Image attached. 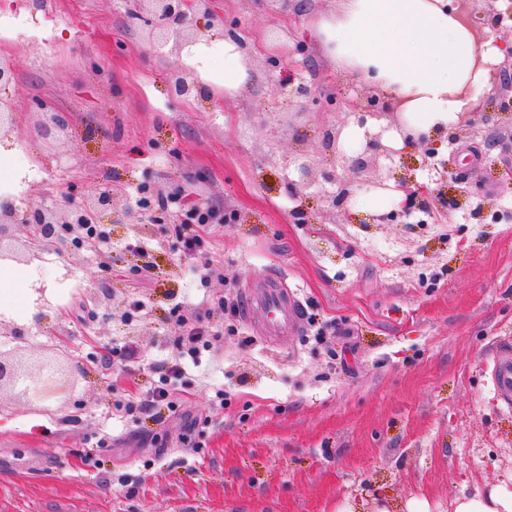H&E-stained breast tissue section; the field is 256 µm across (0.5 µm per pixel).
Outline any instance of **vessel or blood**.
Segmentation results:
<instances>
[{"label":"vessel or blood","instance_id":"vessel-or-blood-1","mask_svg":"<svg viewBox=\"0 0 512 512\" xmlns=\"http://www.w3.org/2000/svg\"><path fill=\"white\" fill-rule=\"evenodd\" d=\"M244 318L263 341L275 342L299 333L303 309L286 288L284 278L273 276L263 288L247 292ZM493 378L503 400L511 402L512 352L502 351L495 358Z\"/></svg>","mask_w":512,"mask_h":512}]
</instances>
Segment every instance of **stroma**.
Masks as SVG:
<instances>
[{"label": "stroma", "mask_w": 512, "mask_h": 512, "mask_svg": "<svg viewBox=\"0 0 512 512\" xmlns=\"http://www.w3.org/2000/svg\"><path fill=\"white\" fill-rule=\"evenodd\" d=\"M336 8L215 0L254 80L232 98L179 97L168 78L180 53L149 50L137 0H0L17 32L0 39L14 72L0 100L17 113L18 162L41 173L17 209L112 197L101 238L80 252L27 251L19 224L1 241L55 291L25 341L0 321V354L54 364L64 391L0 390V512H358L368 499L375 512H453L461 493L512 486V407L492 376L497 349L512 346V193L500 181L512 121L397 148V172L448 198L439 214L418 206L374 223L393 210L395 184L375 170L334 206L335 185L297 164L341 170L338 151L363 143L349 105L375 92L339 76L314 36ZM286 64L312 90L302 104L280 92ZM49 112L71 117L51 138ZM471 148L480 158L463 194L445 170ZM176 191L214 212L207 253L223 279H202L167 234L179 218L154 201ZM273 274L304 320L268 345L216 302L239 303ZM187 312L224 346L183 358L184 403L145 417L128 403L149 368L172 362ZM131 348L136 367L113 362Z\"/></svg>", "instance_id": "stroma-1"}]
</instances>
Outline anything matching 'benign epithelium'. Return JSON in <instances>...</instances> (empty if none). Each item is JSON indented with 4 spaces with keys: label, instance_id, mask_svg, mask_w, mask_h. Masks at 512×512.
<instances>
[{
    "label": "benign epithelium",
    "instance_id": "7a95c632",
    "mask_svg": "<svg viewBox=\"0 0 512 512\" xmlns=\"http://www.w3.org/2000/svg\"><path fill=\"white\" fill-rule=\"evenodd\" d=\"M143 10L153 17L148 32V43L154 47L162 48L169 43L178 47L185 40L189 27V18L195 14L205 17L213 16V0H141ZM493 86L498 92L497 99L501 102V113H512V60L507 58L501 64L491 67ZM293 74L283 77L280 83L281 93L290 99L307 97L308 89L305 85H294ZM380 99L371 97L366 105L353 111L357 123L365 129L366 146L354 157L342 156L349 163V170L361 173L368 168L378 167L382 157H388L394 150L381 144L384 129L371 131L367 129L368 120L378 119L382 112L378 109ZM395 189L401 193V201L398 209L376 218L378 222L395 217L405 216L411 206L417 201L432 202L434 193L428 187L413 179L399 178L396 180ZM111 197L100 195L94 200H83L70 206L58 216L49 210L42 208L29 209L20 212L16 209H8L0 212V235L4 227L9 224H21L28 229V247L35 251L42 244L50 240H59V230L65 224L76 223V214L95 218L101 209L110 205ZM8 382L12 389L18 391L21 396L33 394L41 397L54 395L63 390L62 383L57 377V370L49 363H39L27 368L16 369L0 361V387L3 382Z\"/></svg>",
    "mask_w": 512,
    "mask_h": 512
}]
</instances>
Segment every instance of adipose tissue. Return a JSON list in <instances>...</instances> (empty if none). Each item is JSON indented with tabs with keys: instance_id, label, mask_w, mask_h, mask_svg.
I'll return each instance as SVG.
<instances>
[{
	"instance_id": "adipose-tissue-1",
	"label": "adipose tissue",
	"mask_w": 512,
	"mask_h": 512,
	"mask_svg": "<svg viewBox=\"0 0 512 512\" xmlns=\"http://www.w3.org/2000/svg\"><path fill=\"white\" fill-rule=\"evenodd\" d=\"M316 34L337 73L358 76L392 95L414 132L430 135L447 129L459 113L472 108L465 89L488 81L489 65L503 51L484 43L475 48L470 29L457 18L449 0H339L322 15ZM185 69L206 89L237 95L250 84L252 71L239 42L230 36L191 41L180 50ZM223 67H216V60ZM10 138H0V204L14 202L36 172L14 161ZM17 275L0 262V317L36 325L41 310L36 292L20 295ZM454 512H512V487L497 485L462 494Z\"/></svg>"
}]
</instances>
